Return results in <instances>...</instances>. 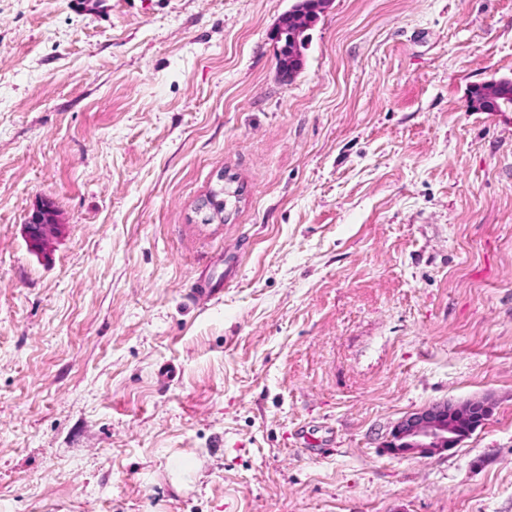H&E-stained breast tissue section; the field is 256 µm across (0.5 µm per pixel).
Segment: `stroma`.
Masks as SVG:
<instances>
[{
    "label": "stroma",
    "mask_w": 512,
    "mask_h": 512,
    "mask_svg": "<svg viewBox=\"0 0 512 512\" xmlns=\"http://www.w3.org/2000/svg\"><path fill=\"white\" fill-rule=\"evenodd\" d=\"M293 2L0 0V512H512V0ZM294 2L291 9L281 17L272 34L275 40L286 31L282 39L275 41V44L277 59L280 54H285L282 47L288 46V77L294 76V70L301 64L307 41L305 32L309 29L310 22L318 17L329 0H295ZM468 103L473 111L493 107L496 112H512V78H500L471 86ZM224 181V183H223ZM234 181L232 178L227 176H222V181L220 186L211 192L209 198L205 203V207L214 212L216 215H220L221 219L224 220V208L222 207L223 194L224 191L227 192L230 196L238 197L240 195V190L236 188H232V184ZM61 224H57V213L54 203L47 198L42 199L36 207L28 213L24 234L32 250L42 247L47 237L58 234ZM491 413L490 403L483 399L436 403L400 420L386 448L420 456L451 450L482 427Z\"/></svg>",
    "instance_id": "35a3bbf8"
}]
</instances>
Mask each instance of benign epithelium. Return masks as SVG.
Masks as SVG:
<instances>
[{
  "mask_svg": "<svg viewBox=\"0 0 512 512\" xmlns=\"http://www.w3.org/2000/svg\"><path fill=\"white\" fill-rule=\"evenodd\" d=\"M329 0H295L291 9L280 19L273 31V38L288 32V60H279L280 72L294 75L301 64L306 46L305 32L310 22L326 7ZM468 103L474 111L492 107L497 112H512V78H500L471 86ZM230 177H222L220 186L211 192L205 207L217 215L224 214L223 194L239 196L240 190L232 187ZM60 232L54 203L44 198L28 213L24 234L33 250L42 247L47 237ZM492 413L486 400L464 402L444 401L433 404L400 420L393 428L387 447L396 454L432 455L458 447Z\"/></svg>",
  "mask_w": 512,
  "mask_h": 512,
  "instance_id": "7a95c632",
  "label": "benign epithelium"
}]
</instances>
